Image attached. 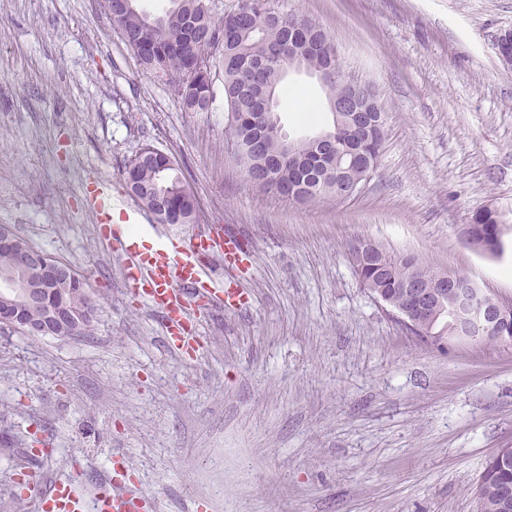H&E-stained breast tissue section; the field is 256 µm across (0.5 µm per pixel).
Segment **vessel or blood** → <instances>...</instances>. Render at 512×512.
<instances>
[{
	"mask_svg": "<svg viewBox=\"0 0 512 512\" xmlns=\"http://www.w3.org/2000/svg\"><path fill=\"white\" fill-rule=\"evenodd\" d=\"M106 237L123 256V279L139 301L161 314L163 340L167 348L184 359L197 353L196 328L189 308L238 307L239 289L218 280L210 267L214 255L241 263L247 254L236 243L224 240L222 230L212 227L191 238L162 236L148 241L129 224H108ZM128 465L117 457L94 501L80 493L72 480L57 481L31 491L36 512H140V499L124 493Z\"/></svg>",
	"mask_w": 512,
	"mask_h": 512,
	"instance_id": "1",
	"label": "vessel or blood"
}]
</instances>
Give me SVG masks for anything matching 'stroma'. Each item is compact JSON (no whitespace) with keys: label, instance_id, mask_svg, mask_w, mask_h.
Returning a JSON list of instances; mask_svg holds the SVG:
<instances>
[{"label":"stroma","instance_id":"stroma-1","mask_svg":"<svg viewBox=\"0 0 512 512\" xmlns=\"http://www.w3.org/2000/svg\"><path fill=\"white\" fill-rule=\"evenodd\" d=\"M325 26L345 72L386 114L377 166L350 198L313 205L246 182L223 100L184 111L147 72L99 0H0V225L70 264L90 286L88 336L0 328V512H30L26 475L75 479L86 498L112 456L146 512H478L489 457L512 448V344L418 345L360 284V240L418 254L512 300V223L494 258L462 228L480 208L512 213V69L495 42L512 0H271ZM325 103L313 76L297 95ZM182 166L195 224L147 215V238L223 227L251 253L217 277L250 296L197 313L196 359L161 339L158 314L122 286L92 193L135 207L123 171L144 146Z\"/></svg>","mask_w":512,"mask_h":512}]
</instances>
